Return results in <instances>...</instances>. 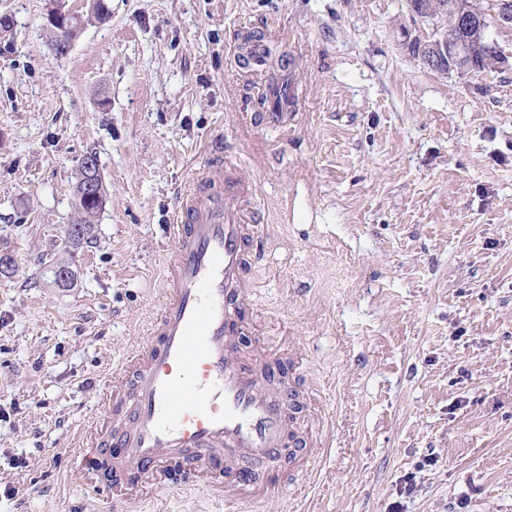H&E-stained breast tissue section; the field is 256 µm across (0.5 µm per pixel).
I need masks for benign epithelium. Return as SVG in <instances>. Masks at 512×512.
Returning <instances> with one entry per match:
<instances>
[{"mask_svg": "<svg viewBox=\"0 0 512 512\" xmlns=\"http://www.w3.org/2000/svg\"><path fill=\"white\" fill-rule=\"evenodd\" d=\"M410 12L422 22L439 19L448 22L443 29L436 28L428 34L419 27L407 31L408 49L413 56L423 65L445 74L475 70L482 41L489 38L487 18H492L497 26L512 27V0H490L486 9L480 0H415L410 4ZM80 21L69 10H51L46 17V27L53 33L51 48L57 49L61 33L76 31L74 24ZM80 163L85 172L81 195L94 197L98 205H103L104 180L99 161L94 155L85 154Z\"/></svg>", "mask_w": 512, "mask_h": 512, "instance_id": "benign-epithelium-1", "label": "benign epithelium"}]
</instances>
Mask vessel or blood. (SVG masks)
I'll return each mask as SVG.
<instances>
[{"mask_svg": "<svg viewBox=\"0 0 512 512\" xmlns=\"http://www.w3.org/2000/svg\"><path fill=\"white\" fill-rule=\"evenodd\" d=\"M232 166L214 151L180 198L160 316L147 342L104 379L103 413L80 435L107 487L138 498L202 478L260 493L275 459L320 454L291 429L298 392L266 397L253 362L229 354L251 315L246 274L258 230Z\"/></svg>", "mask_w": 512, "mask_h": 512, "instance_id": "vessel-or-blood-1", "label": "vessel or blood"}]
</instances>
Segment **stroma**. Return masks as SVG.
I'll return each instance as SVG.
<instances>
[{"label":"stroma","mask_w":512,"mask_h":512,"mask_svg":"<svg viewBox=\"0 0 512 512\" xmlns=\"http://www.w3.org/2000/svg\"><path fill=\"white\" fill-rule=\"evenodd\" d=\"M109 6L0 0V512H512V68H423L406 0ZM56 7L81 18L62 57ZM249 35L272 50L252 72L233 58ZM274 78L299 93L284 129L261 117ZM215 143L261 218L236 352L298 357L287 381L327 452L273 463L255 502L204 478L127 507L74 464L77 432L146 340L173 211ZM91 150L105 205L74 243Z\"/></svg>","instance_id":"1"}]
</instances>
